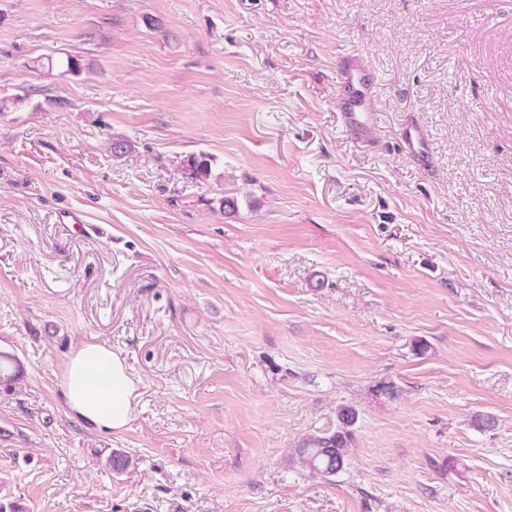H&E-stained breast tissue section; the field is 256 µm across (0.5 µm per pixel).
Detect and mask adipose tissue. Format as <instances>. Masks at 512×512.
<instances>
[{"label": "adipose tissue", "instance_id": "obj_1", "mask_svg": "<svg viewBox=\"0 0 512 512\" xmlns=\"http://www.w3.org/2000/svg\"><path fill=\"white\" fill-rule=\"evenodd\" d=\"M59 389L72 416L116 433L128 428L138 396L124 360L100 343H84L72 352Z\"/></svg>", "mask_w": 512, "mask_h": 512}]
</instances>
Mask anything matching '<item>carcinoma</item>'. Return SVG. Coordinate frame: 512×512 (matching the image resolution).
I'll return each instance as SVG.
<instances>
[{
  "instance_id": "cac0c4a2",
  "label": "carcinoma",
  "mask_w": 512,
  "mask_h": 512,
  "mask_svg": "<svg viewBox=\"0 0 512 512\" xmlns=\"http://www.w3.org/2000/svg\"><path fill=\"white\" fill-rule=\"evenodd\" d=\"M188 170L195 178H207L210 160L205 155L193 156L188 160ZM343 427L331 434L314 435L294 449L291 464L304 469L314 477L328 478L341 471L350 453L351 434L344 425L353 421V413L344 408L341 411Z\"/></svg>"
}]
</instances>
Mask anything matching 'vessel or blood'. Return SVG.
I'll list each match as a JSON object with an SVG mask.
<instances>
[{
	"instance_id": "b4317fda",
	"label": "vessel or blood",
	"mask_w": 512,
	"mask_h": 512,
	"mask_svg": "<svg viewBox=\"0 0 512 512\" xmlns=\"http://www.w3.org/2000/svg\"><path fill=\"white\" fill-rule=\"evenodd\" d=\"M337 68L338 120L351 139L368 143L379 131V115L369 107L375 81L367 59L361 52H347L339 56ZM401 144L407 158L427 164L426 134L415 121L402 127Z\"/></svg>"
}]
</instances>
